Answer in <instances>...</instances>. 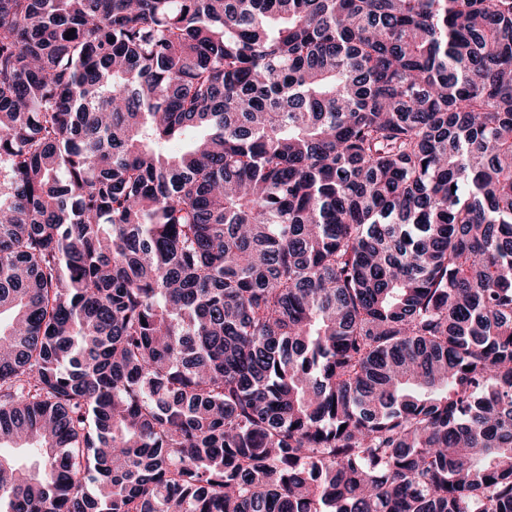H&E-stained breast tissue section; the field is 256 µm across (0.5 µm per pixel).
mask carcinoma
Listing matches in <instances>:
<instances>
[{
  "label": "carcinoma",
  "mask_w": 512,
  "mask_h": 512,
  "mask_svg": "<svg viewBox=\"0 0 512 512\" xmlns=\"http://www.w3.org/2000/svg\"><path fill=\"white\" fill-rule=\"evenodd\" d=\"M0 512H512V0H0Z\"/></svg>",
  "instance_id": "obj_1"
}]
</instances>
